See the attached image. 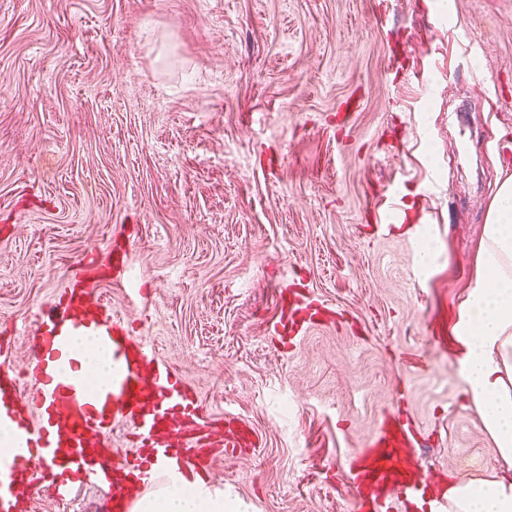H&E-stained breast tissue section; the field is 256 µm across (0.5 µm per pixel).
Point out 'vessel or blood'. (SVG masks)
I'll return each mask as SVG.
<instances>
[{
    "label": "vessel or blood",
    "instance_id": "obj_1",
    "mask_svg": "<svg viewBox=\"0 0 512 512\" xmlns=\"http://www.w3.org/2000/svg\"><path fill=\"white\" fill-rule=\"evenodd\" d=\"M130 247L116 234L103 249V261L80 259L55 308L37 319L22 369L0 362V422L15 427L12 444L0 451V512H31L43 491L65 504L81 490L103 488L112 491V512H132L157 478L209 473L224 455L260 442L236 413L205 415L197 393L150 338L130 335L104 297L93 294L88 277L107 270L113 287H123ZM320 310L300 294L287 316L301 318L307 329L318 323ZM76 335L96 337L112 362L98 390L67 374ZM118 429L133 437L129 452L112 446ZM423 440L408 416L382 417L342 473L358 512H410L430 486L437 512H447L442 476L423 472L418 462Z\"/></svg>",
    "mask_w": 512,
    "mask_h": 512
}]
</instances>
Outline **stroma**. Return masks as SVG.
I'll use <instances>...</instances> for the list:
<instances>
[{
	"mask_svg": "<svg viewBox=\"0 0 512 512\" xmlns=\"http://www.w3.org/2000/svg\"><path fill=\"white\" fill-rule=\"evenodd\" d=\"M507 140L512 0H0V346L22 366L16 326L137 224L148 303L102 292L205 411L261 432L216 465L245 512H353L340 477L385 412L426 469L492 473L426 336L465 297ZM395 181L407 218L379 236ZM293 283L335 321L268 338Z\"/></svg>",
	"mask_w": 512,
	"mask_h": 512,
	"instance_id": "1",
	"label": "stroma"
}]
</instances>
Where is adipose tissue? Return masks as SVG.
<instances>
[{
	"label": "adipose tissue",
	"mask_w": 512,
	"mask_h": 512,
	"mask_svg": "<svg viewBox=\"0 0 512 512\" xmlns=\"http://www.w3.org/2000/svg\"><path fill=\"white\" fill-rule=\"evenodd\" d=\"M453 353L466 392L496 446L486 477L453 474L448 512H512V176L497 187L458 310ZM134 512H240L204 477L186 473L145 492Z\"/></svg>",
	"instance_id": "obj_1"
}]
</instances>
